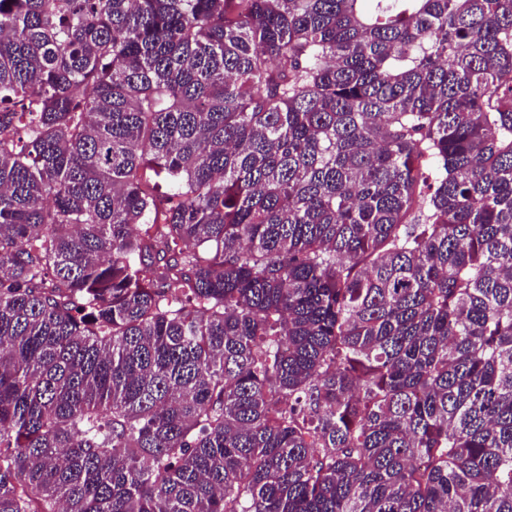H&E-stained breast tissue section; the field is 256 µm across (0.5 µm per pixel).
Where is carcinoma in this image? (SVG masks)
<instances>
[{"label": "carcinoma", "mask_w": 512, "mask_h": 512, "mask_svg": "<svg viewBox=\"0 0 512 512\" xmlns=\"http://www.w3.org/2000/svg\"><path fill=\"white\" fill-rule=\"evenodd\" d=\"M0 512H512V0H0Z\"/></svg>", "instance_id": "obj_1"}]
</instances>
